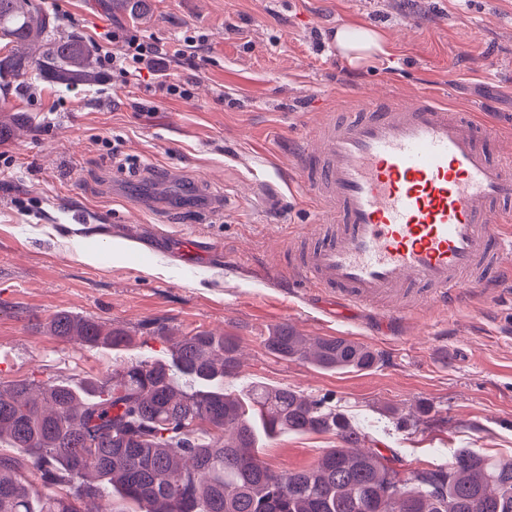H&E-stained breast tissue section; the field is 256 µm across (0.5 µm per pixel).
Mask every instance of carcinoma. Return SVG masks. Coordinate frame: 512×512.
<instances>
[{
	"label": "carcinoma",
	"mask_w": 512,
	"mask_h": 512,
	"mask_svg": "<svg viewBox=\"0 0 512 512\" xmlns=\"http://www.w3.org/2000/svg\"><path fill=\"white\" fill-rule=\"evenodd\" d=\"M0 75L81 72L94 48L59 31L41 0H0ZM40 44L42 54L30 55ZM63 342L124 347L122 330L65 312L48 322ZM285 360L368 370L377 355L343 337L300 335L286 324L267 338ZM171 361L138 360L97 378L26 380L0 386V512H85L110 488L144 512H512V460L458 450L444 467L402 479L323 398L288 387L224 391L238 372L236 343L196 331L175 342ZM332 433L339 446L304 470H274L260 439ZM39 480L45 491L36 489Z\"/></svg>",
	"instance_id": "cac0c4a2"
}]
</instances>
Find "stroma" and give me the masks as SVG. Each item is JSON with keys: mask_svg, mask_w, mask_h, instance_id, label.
Returning a JSON list of instances; mask_svg holds the SVG:
<instances>
[{"mask_svg": "<svg viewBox=\"0 0 512 512\" xmlns=\"http://www.w3.org/2000/svg\"><path fill=\"white\" fill-rule=\"evenodd\" d=\"M59 29L95 43L116 28L169 43L204 35L190 100L136 87L92 64L69 81L0 90V119L27 121L0 141V385L100 377L168 358L182 336L232 338L242 364L227 391L252 383L328 398L395 458L401 476L457 449L512 458V283L473 288L464 304L416 320L292 287L289 227L313 223L293 166L337 96L425 90L512 131V0H144L140 16L108 0H44ZM456 24H443L446 16ZM368 28L387 52L362 68L336 53L341 27ZM203 237L205 253L186 251ZM67 312L123 329L115 350L46 331ZM282 324L344 337L379 356L368 370L326 371L266 347ZM330 433L265 440L276 470L307 469Z\"/></svg>", "mask_w": 512, "mask_h": 512, "instance_id": "1", "label": "stroma"}]
</instances>
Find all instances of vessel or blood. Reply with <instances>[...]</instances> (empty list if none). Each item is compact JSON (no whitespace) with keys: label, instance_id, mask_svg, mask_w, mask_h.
<instances>
[{"label":"vessel or blood","instance_id":"vessel-or-blood-1","mask_svg":"<svg viewBox=\"0 0 512 512\" xmlns=\"http://www.w3.org/2000/svg\"><path fill=\"white\" fill-rule=\"evenodd\" d=\"M295 167L318 214L288 254L298 286L388 314L497 287L512 253V154L496 126L423 92L337 101Z\"/></svg>","mask_w":512,"mask_h":512}]
</instances>
